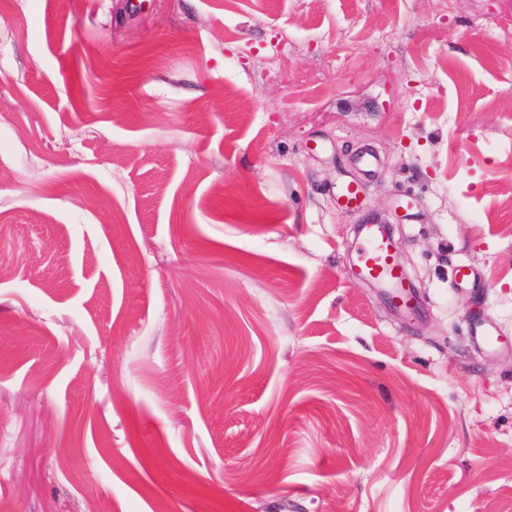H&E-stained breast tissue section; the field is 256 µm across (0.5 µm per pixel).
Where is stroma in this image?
<instances>
[{
  "instance_id": "35a3bbf8",
  "label": "stroma",
  "mask_w": 512,
  "mask_h": 512,
  "mask_svg": "<svg viewBox=\"0 0 512 512\" xmlns=\"http://www.w3.org/2000/svg\"><path fill=\"white\" fill-rule=\"evenodd\" d=\"M0 498L512 512V0H0ZM377 165V158L370 152H363L357 157L355 163L357 175L348 176V179L342 182L336 196V206L340 210H355L364 206L367 180L371 178ZM371 219L374 224H367L361 231L363 240L358 251L357 268L364 279L395 289L394 304L406 308L412 293L404 290L408 288V282L395 259L390 237L382 224H386L390 230L391 225L379 215H373Z\"/></svg>"
}]
</instances>
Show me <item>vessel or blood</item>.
<instances>
[{"instance_id":"b4317fda","label":"vessel or blood","mask_w":512,"mask_h":512,"mask_svg":"<svg viewBox=\"0 0 512 512\" xmlns=\"http://www.w3.org/2000/svg\"><path fill=\"white\" fill-rule=\"evenodd\" d=\"M378 165L376 157L369 152L358 156L353 176L345 179L336 197V205L342 210L362 208L366 202L367 182ZM363 240L357 256V268L364 279L373 280L393 289L395 305L406 306L409 294L408 282L401 266L395 259L390 237L380 224L366 225L362 230Z\"/></svg>"}]
</instances>
